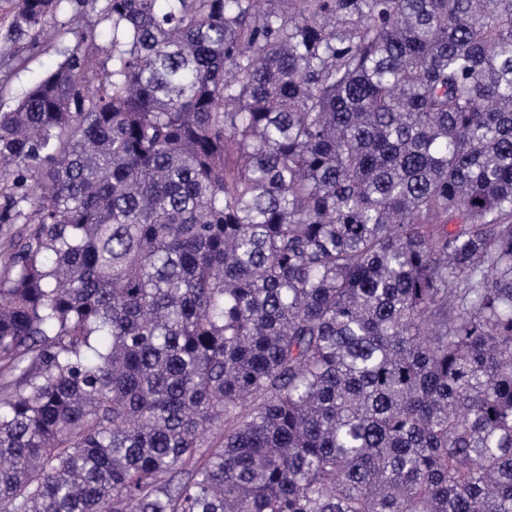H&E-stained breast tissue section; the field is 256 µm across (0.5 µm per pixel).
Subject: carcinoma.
<instances>
[{"label": "carcinoma", "instance_id": "1", "mask_svg": "<svg viewBox=\"0 0 512 512\" xmlns=\"http://www.w3.org/2000/svg\"><path fill=\"white\" fill-rule=\"evenodd\" d=\"M101 3L0 112V512H512V0Z\"/></svg>", "mask_w": 512, "mask_h": 512}]
</instances>
